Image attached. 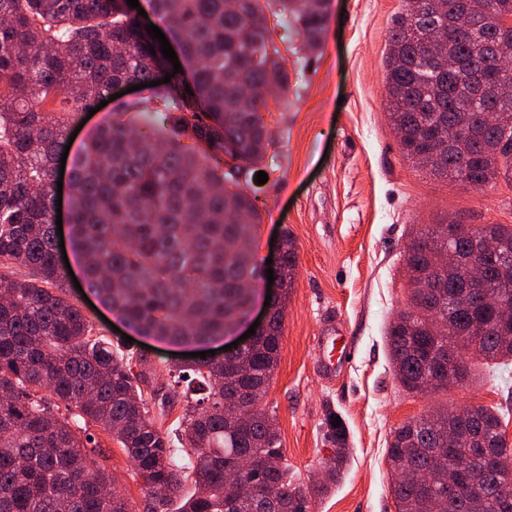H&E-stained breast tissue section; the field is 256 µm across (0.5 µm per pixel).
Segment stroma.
<instances>
[{
    "label": "stroma",
    "instance_id": "1",
    "mask_svg": "<svg viewBox=\"0 0 512 512\" xmlns=\"http://www.w3.org/2000/svg\"><path fill=\"white\" fill-rule=\"evenodd\" d=\"M403 0H329L317 53L291 25L277 27L288 70V96L264 119L270 142L246 175L262 215L251 242L268 258L271 239L291 235L297 251L280 356L264 403L289 468L310 488L333 448L348 450L333 489L312 512H396L386 463L393 427L434 406L480 404L506 412L512 443V364L471 359L465 385L426 396L396 381L385 336L404 306L403 248L429 224L512 226V182L476 190L432 176L405 158L388 121L384 59L387 35ZM268 175L258 183V172ZM337 337L355 357L326 378L315 362L316 339ZM150 364L149 387L171 391L168 367L184 349L152 339L132 343ZM105 465L144 512L145 497L119 445L104 439Z\"/></svg>",
    "mask_w": 512,
    "mask_h": 512
}]
</instances>
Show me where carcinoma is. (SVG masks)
I'll list each match as a JSON object with an SVG mask.
<instances>
[{
	"label": "carcinoma",
	"mask_w": 512,
	"mask_h": 512,
	"mask_svg": "<svg viewBox=\"0 0 512 512\" xmlns=\"http://www.w3.org/2000/svg\"><path fill=\"white\" fill-rule=\"evenodd\" d=\"M328 0H152L180 34L190 80L156 87L145 112L164 113L169 133L132 137L117 119L85 143L72 168L73 247L84 259L88 288L141 335L173 344L224 336L242 314L247 280L262 262L250 246L261 215L238 177L221 170L224 143L242 164H258L269 143L264 91L288 95V71L268 17L291 23L309 51L320 43ZM512 0H405L389 30L385 57L388 118L404 157L436 177L483 189L512 181V125L491 126L497 89L512 91ZM138 16L119 0H0V512H130L125 493L97 458L99 435L116 441L142 481L146 512H311L308 492L288 465L252 478L246 500H229L224 472L255 452L284 457L262 401L278 365L288 290L297 255L282 239V294L267 327L243 354L203 358L168 369L192 376L175 426L153 416L142 384L146 371L112 339L94 331L68 295L56 255L53 177L77 117L122 82L149 83L164 58ZM445 28V67L429 55ZM154 50H149V47ZM192 94H187L186 89ZM453 129L449 143L436 138ZM188 136L193 146H183ZM213 161L205 166L199 156ZM438 225L405 246L409 293L389 323L386 341L395 378L412 395L433 375L446 348L487 361L512 360V319L479 301L448 310L462 276L441 275ZM490 236L512 252V226L460 227L464 264L486 273L483 291L512 306V268L479 247ZM29 269L24 279L14 267ZM244 427L225 431V406ZM504 414L477 406L456 426L452 456H471L486 493L465 490L449 512H512L497 471L478 449L511 452ZM448 410L392 432L386 449L397 512H424L421 501L444 488L448 459L433 458ZM415 476L395 478L397 471ZM195 490L182 496L185 482Z\"/></svg>",
	"instance_id": "carcinoma-1"
}]
</instances>
